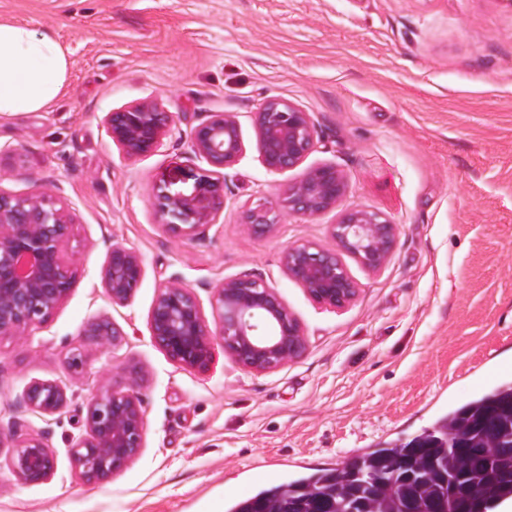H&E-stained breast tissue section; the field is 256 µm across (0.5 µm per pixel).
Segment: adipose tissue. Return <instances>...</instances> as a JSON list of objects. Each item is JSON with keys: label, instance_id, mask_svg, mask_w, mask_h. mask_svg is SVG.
<instances>
[{"label": "adipose tissue", "instance_id": "obj_1", "mask_svg": "<svg viewBox=\"0 0 512 512\" xmlns=\"http://www.w3.org/2000/svg\"><path fill=\"white\" fill-rule=\"evenodd\" d=\"M68 71L50 32L0 20V115L42 111L61 95Z\"/></svg>", "mask_w": 512, "mask_h": 512}]
</instances>
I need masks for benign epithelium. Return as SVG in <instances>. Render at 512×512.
Returning a JSON list of instances; mask_svg holds the SVG:
<instances>
[{"label": "benign epithelium", "instance_id": "1", "mask_svg": "<svg viewBox=\"0 0 512 512\" xmlns=\"http://www.w3.org/2000/svg\"><path fill=\"white\" fill-rule=\"evenodd\" d=\"M105 122L124 155L137 158L157 152L174 126L170 113L156 102H143L110 112ZM259 161L266 171L280 173L299 167L316 145V128L309 113L279 98L267 99L256 113ZM194 150L212 170L199 177L190 192L155 188L154 205L165 231L189 240L216 223L220 182L214 175L233 168L246 152L235 118L228 113L208 116L191 133ZM347 192L342 173L331 164L304 170L288 187L278 209L264 202L249 206L242 216L244 230L267 237L276 225L292 217L315 218L336 208ZM339 251L314 243L288 247L281 258L284 273L299 284L316 304L344 308L355 299L358 287L341 260L353 256L365 269L381 270L397 241L398 227L383 214L360 208L345 209L328 227ZM74 224L67 209L52 195L34 190L17 197L0 191V340L27 335L48 322L69 297L77 267L68 247ZM144 276L140 254L114 243L101 270L108 300L127 302ZM208 322L193 289L179 278L160 285L148 315L150 338L173 363L205 372L220 341L232 361L262 374L296 360L305 349V333L274 286L260 277L242 276L219 284L211 302ZM85 340L100 353H109L123 336L104 319L89 323ZM69 369L83 372L84 346L68 349ZM75 393L59 380L33 381L24 390L25 405L47 417L60 414ZM84 431L70 447L80 476L100 482L120 472L143 448L145 420L141 401L128 390L109 384L91 394L85 405ZM0 448H10L11 466L24 483H43L55 470L54 455L41 436L16 439L0 426Z\"/></svg>", "mask_w": 512, "mask_h": 512}]
</instances>
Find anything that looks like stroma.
<instances>
[{
	"label": "stroma",
	"instance_id": "1",
	"mask_svg": "<svg viewBox=\"0 0 512 512\" xmlns=\"http://www.w3.org/2000/svg\"><path fill=\"white\" fill-rule=\"evenodd\" d=\"M0 20L50 32L70 69L39 112L0 116V191L41 186L69 209L77 279L49 321L0 341V425L39 433L50 480L21 483L0 450V512H212L308 467L343 468L390 447L448 410L512 381V0H0ZM309 112L318 132L305 166L346 178L342 207L398 226L382 270L342 261L358 285L342 309L316 305L284 274L289 246L332 250L338 210L294 217L265 238L241 226L247 204H277L299 170L258 160L256 112L267 98ZM154 101L175 124L163 147L130 159L109 112ZM237 120L244 157L221 178L217 223L177 241L152 205L156 183L189 192L208 162L191 132L208 115ZM141 255L130 301L100 283L108 246ZM243 275L276 287L301 322L306 350L256 374L217 350L209 371L171 362L150 339L159 285L178 277L209 306ZM124 333L109 355L86 349L71 374L69 346L88 321ZM133 390L146 419L140 453L101 484L83 482L69 448L88 394L107 375ZM78 393L60 415L25 408L35 380Z\"/></svg>",
	"mask_w": 512,
	"mask_h": 512
}]
</instances>
